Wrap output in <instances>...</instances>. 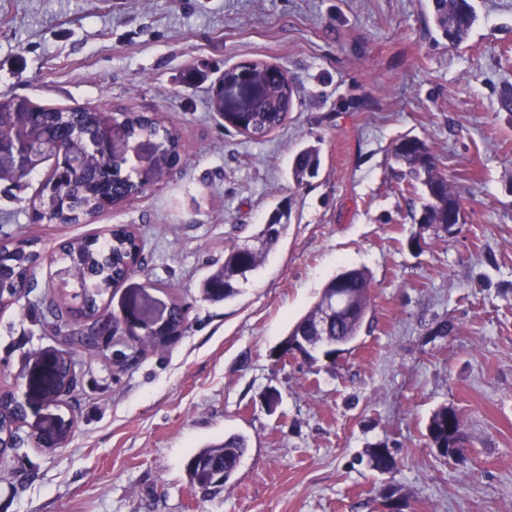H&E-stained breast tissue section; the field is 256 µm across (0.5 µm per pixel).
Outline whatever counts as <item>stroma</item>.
Listing matches in <instances>:
<instances>
[{"mask_svg":"<svg viewBox=\"0 0 512 512\" xmlns=\"http://www.w3.org/2000/svg\"><path fill=\"white\" fill-rule=\"evenodd\" d=\"M477 21L451 48L425 29L426 0H0V106L131 109L182 134L167 168L159 138L116 142L145 196L87 224H35L52 165L0 180V241L75 237L131 225L142 269L103 299L116 328L98 354L43 324L47 300L77 288L43 264L18 305L0 310V395L26 409L20 444L0 457V512H381L395 484L403 512H512V0H471ZM261 60L295 90L287 123L255 141L208 105L226 70ZM427 140L461 194L457 231L421 230L418 194L393 156ZM315 178L290 174L304 145ZM288 229L239 295L201 298L224 243L276 212ZM423 235V248L410 247ZM367 269L371 308L335 366L278 363L275 351L340 269ZM189 308L165 349L128 336L146 305ZM452 332L437 334L443 322ZM69 349L75 389L43 396L48 361ZM457 409L464 461L437 457L426 422ZM65 444L35 443L57 419ZM240 433L249 449L224 488L190 487L204 446ZM386 445L395 473L368 465Z\"/></svg>","mask_w":512,"mask_h":512,"instance_id":"obj_1","label":"stroma"}]
</instances>
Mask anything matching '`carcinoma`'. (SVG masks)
I'll use <instances>...</instances> for the list:
<instances>
[{"label": "carcinoma", "mask_w": 512, "mask_h": 512, "mask_svg": "<svg viewBox=\"0 0 512 512\" xmlns=\"http://www.w3.org/2000/svg\"><path fill=\"white\" fill-rule=\"evenodd\" d=\"M431 19L438 37L450 47L467 42L475 23L473 6L468 0H432ZM294 105V89L288 80L273 83L271 94L246 115V127L242 134L261 140L280 128L288 119ZM124 127L130 137L164 138L175 161H180L185 150L178 129L168 125L156 114L126 110L121 112ZM105 118L102 111L88 109H48L37 115V121L49 133V142H61L73 156L76 166L63 176L50 171L45 180L53 183L60 200L57 211L45 210L32 202V221L35 224H54L61 220L66 224H80L99 214L101 190H111L112 207H119L144 194L141 186L121 175V168L102 162L92 150V139ZM394 157L408 167V173L421 186L422 205L419 224L434 234L448 232V208L462 205L459 192L448 182L447 175L439 167V159L431 146L417 137L404 138L395 144ZM319 153L306 148L299 151L293 162V177L302 183L307 176H314L319 169ZM275 229L268 226L254 237L255 243L233 241L224 246V263L204 282L203 299L213 302L227 301L239 293L238 285L248 280V275L264 261L265 256L279 241L287 225L273 219ZM37 238H25L0 243V309L19 303L20 283H31L35 268L41 263L42 250ZM143 246L136 233L124 224L115 225L109 237L70 240L62 243L54 261L67 264L66 270L76 281L79 291L74 297L82 298L77 310L63 309L53 303L47 307L51 325L64 342L78 344L89 351H96V335L102 319V296L117 286L126 276L141 267ZM343 286L355 297L353 308L336 323L324 329V334L346 343L353 341L361 329L370 305V278L361 268L346 271V282L339 284L332 278L322 289L312 308L293 326L292 336L317 334L315 318L324 297ZM90 319L87 329H77L78 319ZM185 310L179 303L173 304L165 328L158 332L143 333L140 342L155 349L167 347L174 336L188 332ZM77 375L71 361L63 358L56 372V380L44 388L46 398L60 399L76 386ZM452 407L437 408L426 424V436L431 446L450 450L448 437V411ZM20 405L16 398L0 397V442L16 447L19 442ZM248 449L247 439L238 433L224 437V441L201 449L190 461L188 477L190 485L203 490L221 488L233 478L241 458ZM370 466L377 472L395 468L396 462L389 448L376 445L368 453Z\"/></svg>", "instance_id": "cac0c4a2"}]
</instances>
